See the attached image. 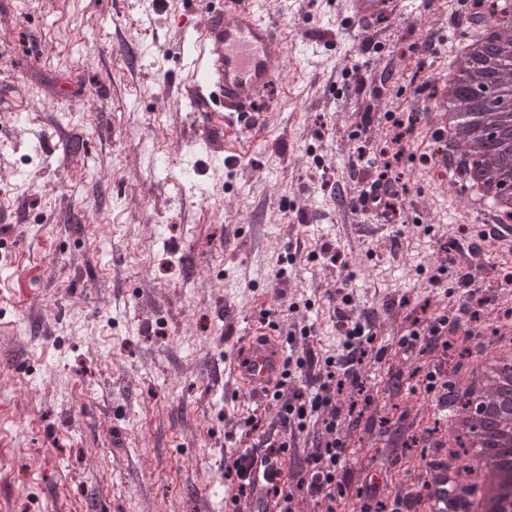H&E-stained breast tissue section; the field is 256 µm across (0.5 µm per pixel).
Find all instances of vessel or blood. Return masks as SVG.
<instances>
[{"mask_svg":"<svg viewBox=\"0 0 512 512\" xmlns=\"http://www.w3.org/2000/svg\"><path fill=\"white\" fill-rule=\"evenodd\" d=\"M352 33H366L382 19L406 14L408 0H344ZM288 25L272 16L271 0H212L202 25L191 34L186 56L190 97L195 109L222 115L225 125L249 131L257 108L269 102L285 73ZM284 351L270 330L246 337L229 371L241 394L267 406L269 390L281 379ZM426 512H457L459 494L446 464L430 463L413 490ZM278 500L267 487H257L244 512H278Z\"/></svg>","mask_w":512,"mask_h":512,"instance_id":"vessel-or-blood-1","label":"vessel or blood"}]
</instances>
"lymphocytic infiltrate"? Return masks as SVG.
<instances>
[{"label": "lymphocytic infiltrate", "mask_w": 512, "mask_h": 512, "mask_svg": "<svg viewBox=\"0 0 512 512\" xmlns=\"http://www.w3.org/2000/svg\"><path fill=\"white\" fill-rule=\"evenodd\" d=\"M372 342L366 325L352 321L345 331L341 352L326 357L324 369L307 395L291 390L295 373L303 372L307 366L306 359L296 357L293 367L284 368L271 398L279 408L282 423L296 424L302 431L316 426L312 450L304 467L289 466L292 439L285 434H265L252 447L226 456L224 475L235 491L231 498L234 505L247 501L259 483L271 487L280 502L279 512H295L292 490L296 487L331 503L343 493L342 480L348 470L347 443L336 434L340 421L336 396L344 386H358V371Z\"/></svg>", "instance_id": "obj_1"}]
</instances>
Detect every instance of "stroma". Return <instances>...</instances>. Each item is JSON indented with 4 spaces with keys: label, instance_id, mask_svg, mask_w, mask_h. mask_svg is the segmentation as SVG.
<instances>
[{
    "label": "stroma",
    "instance_id": "stroma-1",
    "mask_svg": "<svg viewBox=\"0 0 512 512\" xmlns=\"http://www.w3.org/2000/svg\"><path fill=\"white\" fill-rule=\"evenodd\" d=\"M412 3L354 38L341 0H277L310 43L289 44L273 111L244 133L176 94L205 0H0V512H225V452L251 446L249 417L281 426L228 371L265 316L322 360L343 312L382 352L360 376L371 406L340 430L336 512H360L366 469L389 501L443 456L425 436L448 418L409 379L437 356L397 341L443 310L469 325L449 352L512 341V243L431 162L424 105L471 0ZM398 120L415 127L391 172L403 213L347 223L339 198L375 179ZM403 435L416 445L387 457Z\"/></svg>",
    "mask_w": 512,
    "mask_h": 512
}]
</instances>
